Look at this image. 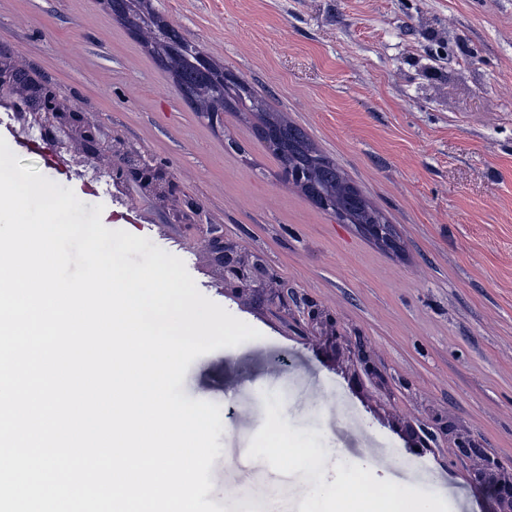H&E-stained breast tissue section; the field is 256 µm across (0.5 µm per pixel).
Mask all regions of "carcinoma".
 <instances>
[{
	"mask_svg": "<svg viewBox=\"0 0 512 512\" xmlns=\"http://www.w3.org/2000/svg\"><path fill=\"white\" fill-rule=\"evenodd\" d=\"M108 14L129 18L143 51L168 73L173 83L192 85L190 107L196 115L210 121L211 112H235L253 122L259 135L283 169H307L313 172L317 187L336 203L335 215L341 221L367 226H380L394 235L389 224L380 223V212L374 209L345 177L336 162L322 154L299 127L282 113L254 96L245 85L224 83V67L207 58L201 45L185 37L164 36L168 20L157 13L152 0H102ZM206 66L207 76L195 77L200 66Z\"/></svg>",
	"mask_w": 512,
	"mask_h": 512,
	"instance_id": "1",
	"label": "carcinoma"
}]
</instances>
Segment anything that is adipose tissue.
I'll return each mask as SVG.
<instances>
[{
    "mask_svg": "<svg viewBox=\"0 0 512 512\" xmlns=\"http://www.w3.org/2000/svg\"><path fill=\"white\" fill-rule=\"evenodd\" d=\"M268 456L281 464L304 470L311 485V512H436L435 501L417 495L411 488L394 485L380 490L350 483L348 478H325L319 466V449L292 441L270 442Z\"/></svg>",
    "mask_w": 512,
    "mask_h": 512,
    "instance_id": "adipose-tissue-1",
    "label": "adipose tissue"
}]
</instances>
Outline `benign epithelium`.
Here are the masks:
<instances>
[{
	"instance_id": "obj_1",
	"label": "benign epithelium",
	"mask_w": 512,
	"mask_h": 512,
	"mask_svg": "<svg viewBox=\"0 0 512 512\" xmlns=\"http://www.w3.org/2000/svg\"><path fill=\"white\" fill-rule=\"evenodd\" d=\"M29 80L27 68L16 56L0 52V84L5 82L23 97L30 98L36 110L47 117L54 128L72 134L75 153L87 158L101 155L102 130L94 116L56 85L47 83L39 89L28 91ZM108 151H117L123 157L118 162V173L124 180L137 184L170 207L177 206L176 212L179 214L202 211L199 202L182 193L164 167L154 163L120 137L110 142ZM202 253L213 265L223 270L224 280L234 283L239 289L248 290L263 281L264 271L258 259L224 241L221 232L208 231L202 244ZM306 320L312 326L323 328L326 341L334 344L345 340L325 311L310 306L306 311ZM483 476L488 483L502 490L500 498L506 506V512H512V470L505 472L498 462L486 459L483 463Z\"/></svg>"
}]
</instances>
